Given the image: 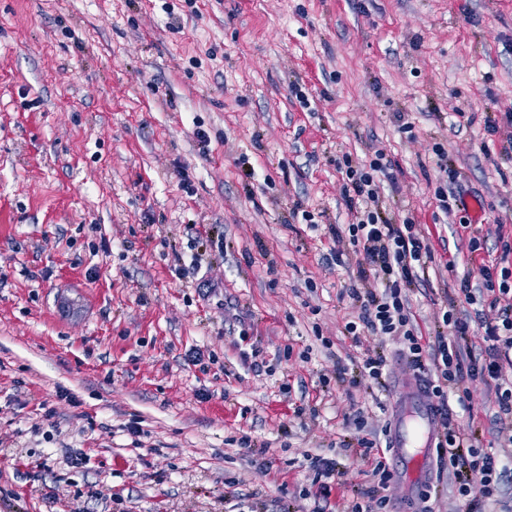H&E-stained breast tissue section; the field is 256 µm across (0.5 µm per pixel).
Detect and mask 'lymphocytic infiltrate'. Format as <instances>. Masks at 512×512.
Instances as JSON below:
<instances>
[{"label":"lymphocytic infiltrate","mask_w":512,"mask_h":512,"mask_svg":"<svg viewBox=\"0 0 512 512\" xmlns=\"http://www.w3.org/2000/svg\"><path fill=\"white\" fill-rule=\"evenodd\" d=\"M337 168L344 178L345 198L352 221L349 243L357 258L361 280H373L371 288L351 289L359 305L357 320L348 322V334L368 332L402 340L412 370L426 374L429 390L441 407L436 465L452 476L459 497L468 499L469 512H486L499 503L505 481L512 479V453L479 450L473 433L456 425L450 399L465 402V381L479 379L493 388L500 414H512V382L503 375L512 366V271L472 258L459 282L466 303L488 292L493 318L478 317L476 324L453 311L442 314L441 328L433 340H424L408 298L412 286L425 280L433 252L411 219L392 224L382 219V178L387 169L382 151L363 160L343 155ZM482 330L489 347L474 352L468 342L471 327Z\"/></svg>","instance_id":"lymphocytic-infiltrate-1"}]
</instances>
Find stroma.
Masks as SVG:
<instances>
[{
    "label": "stroma",
    "mask_w": 512,
    "mask_h": 512,
    "mask_svg": "<svg viewBox=\"0 0 512 512\" xmlns=\"http://www.w3.org/2000/svg\"><path fill=\"white\" fill-rule=\"evenodd\" d=\"M511 113L512 0H0V512H347L409 369L344 330L336 162H391L386 214L433 247L430 339L468 309L442 240L470 219L436 225L433 146L475 235L511 236ZM468 388L485 450L494 394ZM310 454L338 462L328 500Z\"/></svg>",
    "instance_id": "1"
}]
</instances>
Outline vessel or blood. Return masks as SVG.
Segmentation results:
<instances>
[{
  "mask_svg": "<svg viewBox=\"0 0 512 512\" xmlns=\"http://www.w3.org/2000/svg\"><path fill=\"white\" fill-rule=\"evenodd\" d=\"M440 419L423 382L407 378L395 403L391 445L400 462L398 474L412 492H420L430 480L431 456Z\"/></svg>",
  "mask_w": 512,
  "mask_h": 512,
  "instance_id": "1",
  "label": "vessel or blood"
}]
</instances>
